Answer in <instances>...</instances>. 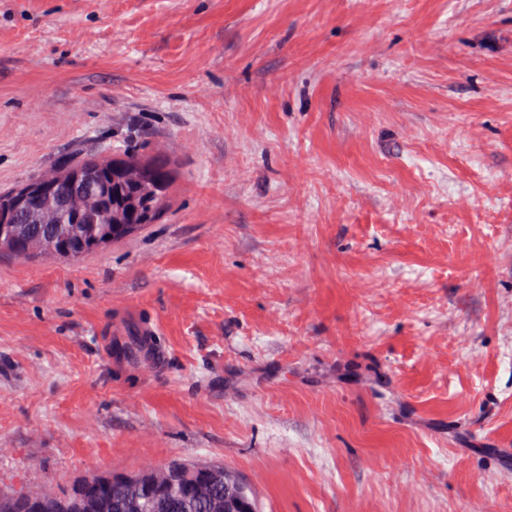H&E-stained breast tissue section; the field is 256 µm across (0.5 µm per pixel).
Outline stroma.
<instances>
[{
	"mask_svg": "<svg viewBox=\"0 0 512 512\" xmlns=\"http://www.w3.org/2000/svg\"><path fill=\"white\" fill-rule=\"evenodd\" d=\"M128 139L161 223L0 258V495L512 512V0H0V191ZM214 467L221 469V481L219 482L218 492L220 495L215 494L209 498L194 499L188 497L184 499L181 510H174L169 508L168 499L169 495L165 491L155 492L148 502L141 503L138 507L140 511H132L133 508L126 500L124 486L121 481L135 486L136 494L145 495L151 489H164L172 494H178L186 485V480H178V475L181 472H188L190 469L183 467H170L169 469L163 468L157 472H149L147 474L140 473L144 477H131L127 475H112V472L106 474L98 473L87 478V486L97 489L105 488L111 480L110 485L102 490L112 503V512H218L219 509L215 507L217 502L222 504L224 511L229 512L233 506L234 493L229 485L224 483V474L226 478L237 481L242 488L240 499L237 507L252 506L256 512H259L257 501L250 491V489L241 483L233 474L224 469V466L215 465Z\"/></svg>",
	"mask_w": 512,
	"mask_h": 512,
	"instance_id": "obj_1",
	"label": "stroma"
}]
</instances>
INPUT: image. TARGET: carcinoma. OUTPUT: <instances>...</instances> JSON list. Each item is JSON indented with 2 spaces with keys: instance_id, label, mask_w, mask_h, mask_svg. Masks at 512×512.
I'll list each match as a JSON object with an SVG mask.
<instances>
[{
  "instance_id": "cac0c4a2",
  "label": "carcinoma",
  "mask_w": 512,
  "mask_h": 512,
  "mask_svg": "<svg viewBox=\"0 0 512 512\" xmlns=\"http://www.w3.org/2000/svg\"><path fill=\"white\" fill-rule=\"evenodd\" d=\"M75 172L91 174L111 188V192L99 198L82 213L77 223L92 224L101 244L78 249L68 239L53 252L31 253L24 248L25 232L46 234L53 225L19 224L21 232L10 239L0 238V256L25 259L56 258L79 260L89 254L103 251L112 244L136 236L149 224L159 223L169 212L173 201L178 170L170 158L162 155H145L139 150L126 147L112 153L93 152L78 162L62 160L51 170L56 177L55 191L66 195L71 190V175ZM42 180L37 175L24 180L16 187L0 193V220L11 221L15 217L13 200L21 191ZM112 503V512H132L127 502L122 482L113 481L103 490ZM97 491L84 486L79 480L66 490L56 494L45 512H85L87 498ZM169 495L165 491L154 493L151 499L139 504L140 512H218L216 503L224 502V485L218 494L202 499H184L179 511L169 508Z\"/></svg>"
}]
</instances>
